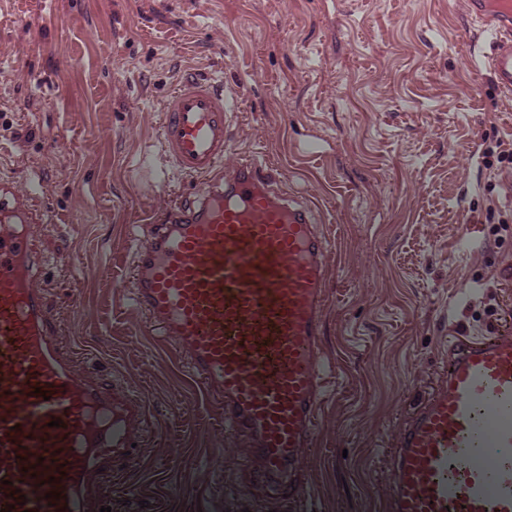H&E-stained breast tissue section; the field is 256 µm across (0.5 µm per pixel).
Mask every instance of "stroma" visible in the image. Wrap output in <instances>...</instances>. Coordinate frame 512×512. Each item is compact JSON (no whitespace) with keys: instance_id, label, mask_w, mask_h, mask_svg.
Masks as SVG:
<instances>
[{"instance_id":"1","label":"stroma","mask_w":512,"mask_h":512,"mask_svg":"<svg viewBox=\"0 0 512 512\" xmlns=\"http://www.w3.org/2000/svg\"><path fill=\"white\" fill-rule=\"evenodd\" d=\"M483 49L463 0H0V178L37 183L52 220L55 328L86 375L146 394L159 420L124 442L103 506L125 512L112 488L145 449V483L167 478L168 421L196 425L198 391L123 321L131 288L114 285L159 190L169 91L196 71L239 92L235 150L315 203L336 281L320 439L350 459L324 467L321 495L324 512H364L385 433L434 386L449 337L512 306V99Z\"/></svg>"}]
</instances>
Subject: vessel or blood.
Listing matches in <instances>:
<instances>
[{
    "label": "vessel or blood",
    "mask_w": 512,
    "mask_h": 512,
    "mask_svg": "<svg viewBox=\"0 0 512 512\" xmlns=\"http://www.w3.org/2000/svg\"><path fill=\"white\" fill-rule=\"evenodd\" d=\"M498 90L512 93V0H465ZM236 94L190 72L163 109V151L206 191L159 198L133 229L127 320L224 410L198 483L225 479V512H320L317 440L335 367L322 350L330 241L310 204L238 156ZM34 188L0 180V512H99L103 472L144 397L95 384L53 330ZM384 512H512V329L448 340L445 374L396 433ZM279 486L276 494L264 484ZM59 500L47 501L49 492Z\"/></svg>",
    "instance_id": "obj_1"
}]
</instances>
